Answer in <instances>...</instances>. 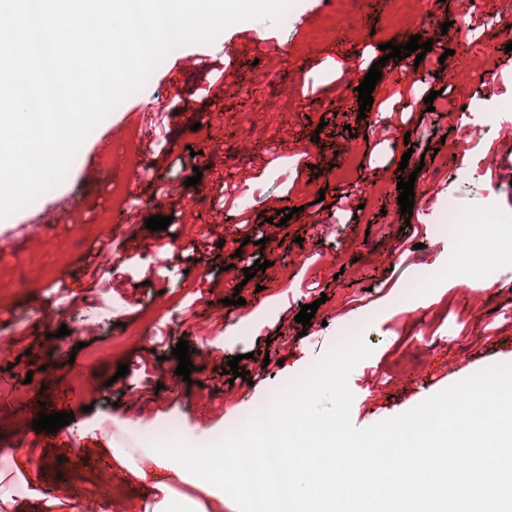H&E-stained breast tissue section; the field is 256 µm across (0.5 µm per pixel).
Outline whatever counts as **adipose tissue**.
<instances>
[{
	"label": "adipose tissue",
	"instance_id": "obj_1",
	"mask_svg": "<svg viewBox=\"0 0 512 512\" xmlns=\"http://www.w3.org/2000/svg\"><path fill=\"white\" fill-rule=\"evenodd\" d=\"M112 467L128 483L141 486L148 498L144 512H224L223 487L233 475L224 469L200 474L190 452L173 455L155 447L112 451ZM34 461L23 451L0 465V512H83L81 502L52 497L25 481Z\"/></svg>",
	"mask_w": 512,
	"mask_h": 512
}]
</instances>
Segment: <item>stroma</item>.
<instances>
[{
  "label": "stroma",
  "mask_w": 512,
  "mask_h": 512,
  "mask_svg": "<svg viewBox=\"0 0 512 512\" xmlns=\"http://www.w3.org/2000/svg\"><path fill=\"white\" fill-rule=\"evenodd\" d=\"M327 13L322 0H297L282 24L245 21L212 43L178 47L104 119L142 129L151 171L132 182L124 223L100 231L108 189L82 181L87 163L108 156L122 164L120 138L84 142L59 186L0 220V234L13 240L0 258V338L9 343L0 388L11 397L0 407V458L25 445L46 487L82 490L83 500L112 512H141L142 489L112 480L96 453L125 421L175 417L181 438L216 441L359 330L374 352L348 378L358 428L512 363V257L472 262L462 237L432 225L451 202L465 217L495 210L512 218V138L492 129L473 135L469 112H449L438 95L463 91L489 109L512 102V0H478L468 12L459 0H363L312 45ZM397 34L431 42L445 68L389 59L372 106L360 109L357 88ZM216 68L224 85L209 96L206 76ZM413 88L436 97L413 104L407 123L391 104ZM196 173L199 184L187 185ZM409 176L407 218L397 182ZM72 197L80 223L24 233L33 212ZM287 207L294 214L286 221ZM155 215L169 217L167 229H146ZM105 250L112 275L97 282ZM33 259L46 270L36 282ZM259 259L266 271L246 278ZM476 281L486 290H472ZM103 294L119 303L112 324L77 333L84 306ZM236 295L242 304H233ZM313 302L309 325L297 323ZM143 323L146 339L86 369L89 350ZM182 339L193 350L186 379L172 354ZM235 356L247 378L228 377ZM122 364L129 372L120 378ZM43 410L74 419L59 434L39 433L32 422Z\"/></svg>",
  "instance_id": "obj_1"
}]
</instances>
